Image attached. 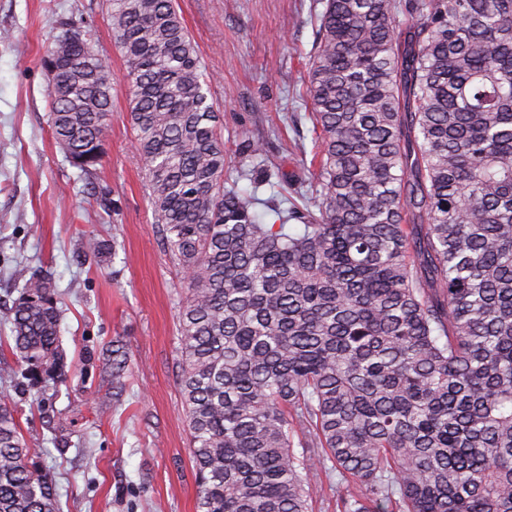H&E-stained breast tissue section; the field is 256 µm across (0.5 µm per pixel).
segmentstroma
Here are the masks:
<instances>
[{"label": "stroma", "mask_w": 512, "mask_h": 512, "mask_svg": "<svg viewBox=\"0 0 512 512\" xmlns=\"http://www.w3.org/2000/svg\"><path fill=\"white\" fill-rule=\"evenodd\" d=\"M198 46L209 97L224 114L226 170L261 141L279 192L296 201L314 148L306 63L320 0H176ZM109 0H0V336L10 334L16 268L47 273L62 310L65 382L33 390L0 352V399L17 411L37 464L49 467L59 512H196L197 484L179 379L182 275L163 251L130 121L124 61ZM81 24L112 66L110 136L97 171L73 167L50 134L40 64L57 24ZM119 255L80 261L86 236ZM131 375L113 401L114 345Z\"/></svg>", "instance_id": "stroma-1"}]
</instances>
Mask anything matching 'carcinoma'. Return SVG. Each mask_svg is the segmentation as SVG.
Masks as SVG:
<instances>
[{
    "label": "carcinoma",
    "instance_id": "carcinoma-1",
    "mask_svg": "<svg viewBox=\"0 0 512 512\" xmlns=\"http://www.w3.org/2000/svg\"><path fill=\"white\" fill-rule=\"evenodd\" d=\"M307 68L305 207L227 176L173 0H110L155 222L182 273L179 387L197 512H512V0H322ZM49 127L88 172L110 64L70 23L45 46ZM111 251L90 235L84 257ZM12 354L62 383L53 283L17 271ZM112 398L129 377L112 350ZM0 512H55L0 402Z\"/></svg>",
    "mask_w": 512,
    "mask_h": 512
}]
</instances>
